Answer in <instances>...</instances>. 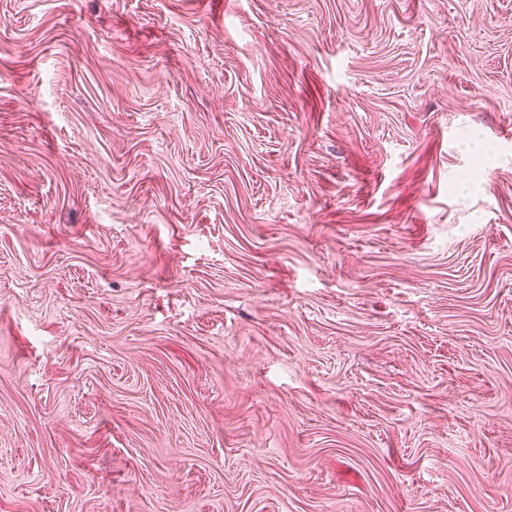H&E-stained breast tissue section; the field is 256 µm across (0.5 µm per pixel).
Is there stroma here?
<instances>
[{
    "label": "stroma",
    "instance_id": "stroma-1",
    "mask_svg": "<svg viewBox=\"0 0 512 512\" xmlns=\"http://www.w3.org/2000/svg\"><path fill=\"white\" fill-rule=\"evenodd\" d=\"M0 512H512V0H0Z\"/></svg>",
    "mask_w": 512,
    "mask_h": 512
}]
</instances>
